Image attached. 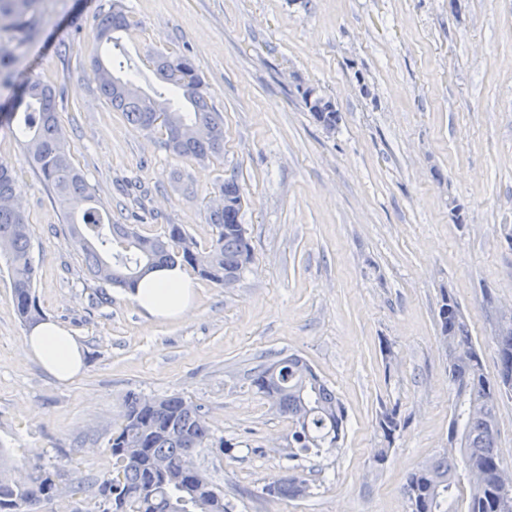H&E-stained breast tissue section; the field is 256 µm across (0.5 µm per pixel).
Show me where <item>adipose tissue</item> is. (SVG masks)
I'll return each mask as SVG.
<instances>
[{
    "label": "adipose tissue",
    "mask_w": 512,
    "mask_h": 512,
    "mask_svg": "<svg viewBox=\"0 0 512 512\" xmlns=\"http://www.w3.org/2000/svg\"><path fill=\"white\" fill-rule=\"evenodd\" d=\"M194 283L180 266L156 270L132 293V301L151 320H181L194 307ZM21 346L54 379L65 382L84 367V348L72 333L52 320L36 324Z\"/></svg>",
    "instance_id": "ef3b65f1"
}]
</instances>
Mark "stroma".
I'll return each mask as SVG.
<instances>
[{
    "mask_svg": "<svg viewBox=\"0 0 512 512\" xmlns=\"http://www.w3.org/2000/svg\"><path fill=\"white\" fill-rule=\"evenodd\" d=\"M459 2L454 12L448 0H121L130 28L100 45L112 0H40L21 68L61 93L66 146L103 216L147 236L180 224L204 249L216 234L207 202L233 177L252 257L234 287L196 279L187 318L146 319L127 292L89 279L63 212L1 128L36 299L85 348L69 382L28 358L0 272L10 471L67 461L84 477L111 473L127 397L178 393L201 408L211 437L196 463L233 512H411L406 475L448 446L443 296L458 301L492 375L491 337L512 309V0ZM157 52L186 56L202 76L224 119L223 158H174L100 94L98 56L147 94L163 90ZM309 87L334 101L335 130L306 108ZM291 354L348 415L339 451L299 461L310 485L300 498L266 491L288 471L294 425L252 384L259 365ZM393 407L400 428L388 445L378 417Z\"/></svg>",
    "mask_w": 512,
    "mask_h": 512,
    "instance_id": "35a3bbf8",
    "label": "stroma"
}]
</instances>
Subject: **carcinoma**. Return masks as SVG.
<instances>
[{"label": "carcinoma", "instance_id": "cac0c4a2", "mask_svg": "<svg viewBox=\"0 0 512 512\" xmlns=\"http://www.w3.org/2000/svg\"><path fill=\"white\" fill-rule=\"evenodd\" d=\"M37 2L0 0V34L12 44L0 45V127L24 142V159L67 216L69 240L83 251L91 278L132 293L153 270L179 260L220 286L228 272L243 273L251 248L241 232L243 194L234 178L217 188L224 204L209 209L208 219L217 235L204 250L179 224H169L164 235L150 237L130 224L104 220L95 189L66 148L56 90L38 74L23 75L18 69L37 23ZM129 26L122 4H112V11L102 19L98 42L115 41L114 34ZM155 70L168 91L189 104L187 110H173L169 101L141 92L132 78L115 74L99 58L94 60L93 76L112 110L124 113L141 130L161 131L163 146L175 157L208 161L224 155V120L209 105L205 85L189 60L159 53ZM304 101L317 123L336 128L340 115L331 98L311 99L306 93ZM19 196L11 165L0 161V257L10 272L17 313L33 326L43 320V312L33 294L37 270L30 225L16 205ZM440 323L453 390L448 452L420 463L407 476L406 493L412 512H499L502 487L512 483V471L502 466L496 451L499 399L502 390L512 388V321L499 322L492 336L499 364L495 378L485 370L459 304ZM252 383L266 397L277 392L278 411L295 424L288 460L317 455L326 446L338 448L346 407L305 360L290 355L262 364ZM125 407L124 423L110 440L114 470L85 479L72 492L88 494L97 512H232L224 493L198 467L191 471L187 467L186 449L202 448L210 437L206 422L197 414L200 406L172 395L151 400L131 396ZM378 425L384 441L392 443L400 426L397 410H384ZM129 449L134 456L126 463ZM464 470L472 481L466 510L461 511L455 488ZM288 474V483L269 493L285 498L307 495V479L293 466ZM66 475L65 464L38 465L26 482L17 483L0 469V512H29V501L54 499L63 493Z\"/></svg>", "mask_w": 512, "mask_h": 512}]
</instances>
